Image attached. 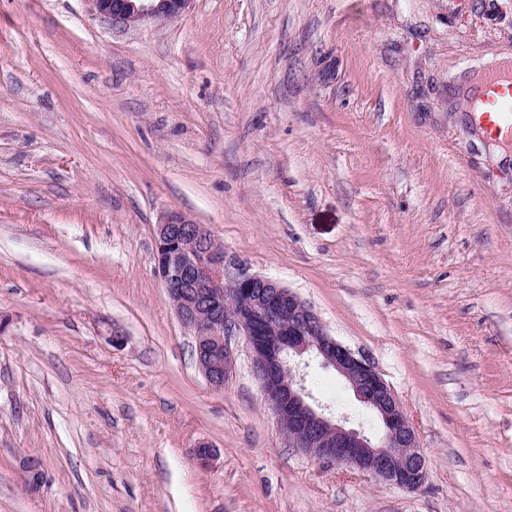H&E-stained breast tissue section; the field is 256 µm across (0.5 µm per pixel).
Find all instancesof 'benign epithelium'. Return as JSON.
<instances>
[{
    "mask_svg": "<svg viewBox=\"0 0 512 512\" xmlns=\"http://www.w3.org/2000/svg\"><path fill=\"white\" fill-rule=\"evenodd\" d=\"M114 27L168 20L193 0H91ZM157 275L182 324L193 331L196 362L215 389L233 363L230 338L241 336L252 371L289 443L322 464L347 465L401 489L425 481L427 460L401 401L369 359L336 341L306 302L278 282L227 260L211 234L179 212L155 229ZM333 368L380 422L377 436L347 425L304 385L308 358Z\"/></svg>",
    "mask_w": 512,
    "mask_h": 512,
    "instance_id": "benign-epithelium-1",
    "label": "benign epithelium"
}]
</instances>
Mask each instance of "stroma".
I'll return each mask as SVG.
<instances>
[{"label":"stroma","instance_id":"1","mask_svg":"<svg viewBox=\"0 0 512 512\" xmlns=\"http://www.w3.org/2000/svg\"><path fill=\"white\" fill-rule=\"evenodd\" d=\"M508 62L512 0H193L125 29L0 0V512H512V145L465 93ZM169 211L374 363L420 490L289 445L242 337L208 384L155 271Z\"/></svg>","mask_w":512,"mask_h":512}]
</instances>
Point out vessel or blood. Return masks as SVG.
Here are the masks:
<instances>
[{"label":"vessel or blood","mask_w":512,"mask_h":512,"mask_svg":"<svg viewBox=\"0 0 512 512\" xmlns=\"http://www.w3.org/2000/svg\"><path fill=\"white\" fill-rule=\"evenodd\" d=\"M475 117L492 136L512 141V71L490 74L477 93Z\"/></svg>","instance_id":"vessel-or-blood-1"}]
</instances>
